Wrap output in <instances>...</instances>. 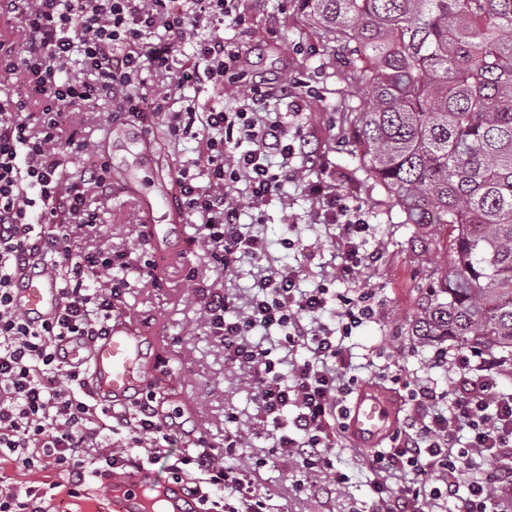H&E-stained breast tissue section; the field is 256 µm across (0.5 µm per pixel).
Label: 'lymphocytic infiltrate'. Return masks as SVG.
I'll use <instances>...</instances> for the list:
<instances>
[{"instance_id": "1", "label": "lymphocytic infiltrate", "mask_w": 512, "mask_h": 512, "mask_svg": "<svg viewBox=\"0 0 512 512\" xmlns=\"http://www.w3.org/2000/svg\"><path fill=\"white\" fill-rule=\"evenodd\" d=\"M240 0H0V18L16 19L17 47L0 42V79L22 76L27 95L0 103V512H47L38 489L18 491L2 471L54 470L65 473L73 487L86 484L89 462L107 473L144 468L162 455V443L174 434L162 423L154 393L135 403L134 412L99 405L90 388L89 363L69 362L77 346L90 347L108 332L115 302L128 281L121 256L89 251L77 241L92 228L96 214L87 206L89 193H103L98 170L85 171L81 183L64 176L63 146L84 153L87 141L70 134L74 107L86 101L115 99L119 107L155 113L166 111L167 99H134L131 87L157 65L190 72L196 82L223 84L239 70L245 52L230 31L245 22ZM164 30L168 40L144 54L143 39ZM191 55H183L184 44ZM77 62L86 80L65 78ZM240 105L227 110L190 100L185 111L171 114L173 135L191 134L205 160L206 182L188 170L178 178L179 204L202 218L198 243L214 268L234 272L239 263L267 257L263 238L241 224L243 211L261 221L266 207L287 206L288 183H296L314 203L310 221L342 224L336 247L338 278H358L373 255L363 249L369 229L335 183L312 181L305 171L313 157L301 125L285 121L282 109H298L290 87L247 85ZM39 111H29V103ZM245 183L244 195L233 194ZM57 274L62 305L49 320L29 318L16 304L21 277L41 265ZM302 267L283 264L258 271L245 305L222 288L204 290L200 311L210 336L223 347L224 362L255 392V428L277 431L278 460L297 463L311 478L335 474L329 453L334 445L336 411L342 382L350 369L337 335L374 319L371 292L350 297L324 284L302 288ZM334 317L335 327L323 323ZM307 349L310 357L293 363L283 378L275 350ZM439 364H452V391L431 382L411 389L412 413L392 436L393 447L372 460L377 472L398 469L418 475V482L393 489L376 486L374 512H503L481 473L487 461L512 475V393L498 388L497 375L471 355L440 351ZM123 430L106 435L109 421ZM468 433L456 439L457 430ZM244 440L225 435L223 447L196 436L190 451L170 466L198 512H215L210 489L232 488L239 504L229 512H267L264 493L250 470L225 465L224 459ZM435 482H425L428 473Z\"/></svg>"}]
</instances>
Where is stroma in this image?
<instances>
[{
	"label": "stroma",
	"mask_w": 512,
	"mask_h": 512,
	"mask_svg": "<svg viewBox=\"0 0 512 512\" xmlns=\"http://www.w3.org/2000/svg\"><path fill=\"white\" fill-rule=\"evenodd\" d=\"M240 9L245 23L233 37L243 46L246 62L242 70L225 78L223 86L190 81L181 84L174 73L153 69L147 72L141 91L150 97L162 90L170 91L168 113L145 118L115 111L108 100L77 107L75 121L81 138L104 147L112 166L105 183L107 198L89 201L98 218L81 244L124 255L132 267L119 306L127 322L157 351L156 380L164 411L179 409L186 427L196 429L218 446L226 431L250 428L255 415L253 396L237 373L225 365L223 349L209 336L201 319L197 288L223 286L239 301H247L255 268L245 261L230 274L215 270L196 243L200 217L186 211L175 217L162 206L155 207L152 222L172 251L166 256L156 255L142 226L131 182L145 175L156 192L168 191L172 174L181 167H192L197 159L195 142L175 139L168 128V114L181 110L182 96L194 95L200 102L221 103L231 109L238 103L241 86L257 81L274 88L283 81L298 80L302 104L298 120L311 149L323 161L322 166L309 171L308 177L336 182L350 205L360 209L370 226L366 248L377 251L378 258L364 270L359 282L337 280L335 240L341 229L308 227L311 203L293 185L288 188L289 212L299 224L296 233L303 242L315 244L314 259H306L301 249L283 248V239L294 232L284 223L280 207L268 208L258 230L266 237L273 257L307 268L303 287H314L322 280L335 292L353 294L366 289L374 293L375 320L354 329L341 344L352 356L359 384L391 389L401 403L402 415H409L408 388L430 380L446 390L453 378L451 371L432 365L435 345L420 344L407 333L420 288L427 285L432 268L445 264L446 258L434 250L423 254L413 251L414 225L404 223L399 207L385 189L367 176L352 113L362 102L365 90L353 79L334 43L318 35L300 0H242ZM132 127L147 138L151 154L138 155L126 148L122 137L108 135L109 129ZM147 260L154 268L145 276L139 268ZM192 269L197 272L193 283L187 279ZM394 374L399 375V383L391 382ZM231 413L237 414V423L228 422ZM272 445L270 433L264 431L249 436L244 447L228 459L229 464L245 468H255L256 459H266L265 467L255 468V479L269 498V512H370L371 487L377 479L371 465L372 448L337 432L332 458L344 476L343 482L327 477L321 481L322 491L302 492L288 465L270 464ZM49 510L112 512L107 484L90 477L85 492L76 497L58 488Z\"/></svg>",
	"instance_id": "stroma-1"
}]
</instances>
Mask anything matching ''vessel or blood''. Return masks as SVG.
I'll use <instances>...</instances> for the list:
<instances>
[{"label": "vessel or blood", "mask_w": 512, "mask_h": 512, "mask_svg": "<svg viewBox=\"0 0 512 512\" xmlns=\"http://www.w3.org/2000/svg\"><path fill=\"white\" fill-rule=\"evenodd\" d=\"M60 290L51 267L28 274L16 302L21 311L37 319L54 316L59 307ZM92 365V393L101 404L124 401L152 384V359L144 342L124 318H114L108 336L96 341L89 353ZM399 405L392 395L375 385H364L345 410L344 430L356 442L379 445L395 431ZM147 483L144 474L109 481L113 512H147L139 490Z\"/></svg>", "instance_id": "obj_1"}]
</instances>
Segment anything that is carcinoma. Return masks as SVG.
<instances>
[{
	"instance_id": "obj_1",
	"label": "carcinoma",
	"mask_w": 512,
	"mask_h": 512,
	"mask_svg": "<svg viewBox=\"0 0 512 512\" xmlns=\"http://www.w3.org/2000/svg\"><path fill=\"white\" fill-rule=\"evenodd\" d=\"M368 91L363 165L416 229H448L410 335L512 363V0H301Z\"/></svg>"
}]
</instances>
